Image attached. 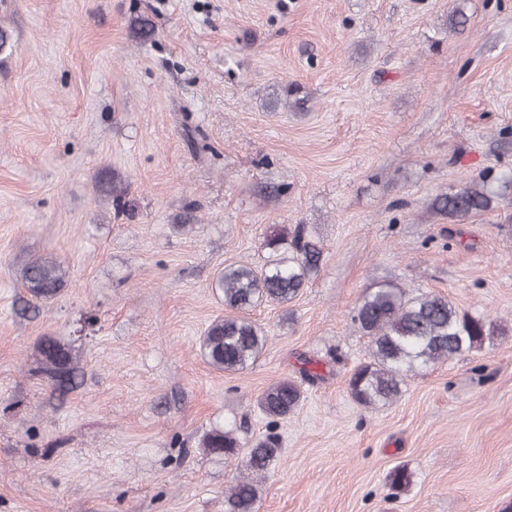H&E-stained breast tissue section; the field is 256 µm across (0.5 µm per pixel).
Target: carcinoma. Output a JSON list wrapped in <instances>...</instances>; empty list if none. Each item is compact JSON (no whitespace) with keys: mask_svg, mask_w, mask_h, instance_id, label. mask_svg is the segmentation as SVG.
Listing matches in <instances>:
<instances>
[{"mask_svg":"<svg viewBox=\"0 0 512 512\" xmlns=\"http://www.w3.org/2000/svg\"><path fill=\"white\" fill-rule=\"evenodd\" d=\"M512 187V177H484L474 186L450 192L439 199L441 211L451 220L494 208ZM269 250L264 267L249 265L224 268L215 288L224 294L229 311L213 321L205 331L203 352L214 368L236 372L253 365L268 341L263 330L247 317L252 309L265 304L293 301L308 280L319 271L322 248L297 224L267 236ZM67 271L51 257H38L21 271V280L30 294L40 300L55 298L65 286ZM351 321L370 339L368 360L360 363L348 381L351 397L370 408L386 406L403 393L409 378L445 361H451L493 343L503 328L482 313L459 310L447 297L413 293L391 283L373 284L355 307ZM40 371L57 387L72 384L75 376L71 349L52 338L38 346ZM303 399L300 385L288 379L268 387L257 406L270 423L288 417ZM202 446L229 459L240 454L241 444L233 429H214L202 439ZM275 441L267 439L246 453V473L239 476L225 495V512H255L259 483L277 457ZM390 487L403 491L412 483L405 467L394 468Z\"/></svg>","mask_w":512,"mask_h":512,"instance_id":"1","label":"carcinoma"}]
</instances>
